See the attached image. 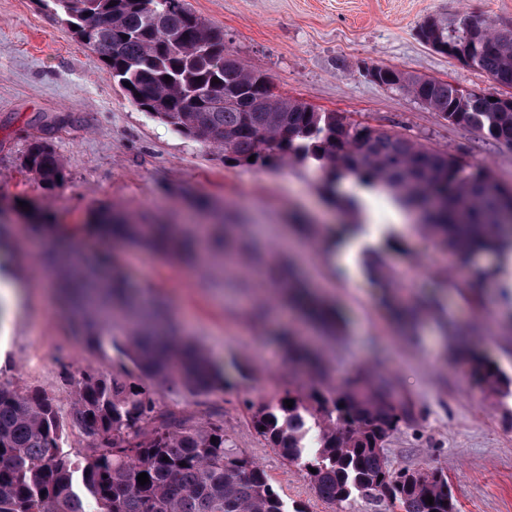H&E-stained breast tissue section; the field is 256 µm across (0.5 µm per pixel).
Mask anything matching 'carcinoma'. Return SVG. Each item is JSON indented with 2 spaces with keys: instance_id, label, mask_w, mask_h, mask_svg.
<instances>
[{
  "instance_id": "cac0c4a2",
  "label": "carcinoma",
  "mask_w": 512,
  "mask_h": 512,
  "mask_svg": "<svg viewBox=\"0 0 512 512\" xmlns=\"http://www.w3.org/2000/svg\"><path fill=\"white\" fill-rule=\"evenodd\" d=\"M69 12L84 45L104 49L107 73L140 109L182 135L224 150V159L261 169L288 160L314 161L330 193L351 177L383 187L438 246L483 281L495 270L477 264L494 255L512 258V188L457 156L420 147L396 134L356 124L337 112H318L276 95L266 75L249 70L224 46V34L187 7L185 0H53ZM421 39L441 53L466 46L464 63L512 90V35L498 34L484 18L468 17L451 29L429 19ZM377 82L395 84L442 118L468 125L512 146V103L498 93L465 91L442 80L376 66ZM171 77L167 82L164 77ZM219 83H213L214 79ZM255 157L249 161V157ZM25 167L46 186L64 180V166L47 141H34ZM83 228L167 258L194 255L196 240L171 224H136L107 208ZM104 262H69L62 285L88 348L107 343L138 372L95 370L75 380L72 417L89 438L71 454L62 447V425L52 398L0 386V512H286L264 471L228 450L224 424L191 425L157 411L152 383L208 393L222 382L220 368L193 340L181 336L164 310L139 303L142 294ZM278 287L300 302L308 289L292 270L275 272ZM309 317L334 327L335 309L306 303ZM288 365L307 370L313 382L256 408L257 433L304 471L316 494L343 502L361 495L402 512H456L448 479L438 469L401 470L387 465L380 442L412 418L391 385L367 370L362 386L331 389L320 357L295 336L281 335ZM471 376L487 389L503 384L497 367L473 352ZM293 401V407L285 401ZM316 472H310V469ZM145 472L149 482H137ZM434 497L431 505L427 496Z\"/></svg>"
}]
</instances>
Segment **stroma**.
Listing matches in <instances>:
<instances>
[{"label":"stroma","instance_id":"obj_1","mask_svg":"<svg viewBox=\"0 0 512 512\" xmlns=\"http://www.w3.org/2000/svg\"><path fill=\"white\" fill-rule=\"evenodd\" d=\"M275 94L321 112L401 135L423 147L462 157L512 187V146L472 127L441 118L411 94L370 79L382 65L448 81L463 89L495 90L491 77L425 45L420 26L436 18L459 26L469 16L512 25V0H187ZM64 164L65 179L47 187L22 166L36 139ZM364 186L344 181L325 188L317 163L290 161L261 170L225 160L211 146L188 139L143 112L43 0H0V244L11 246L25 288L21 310L0 324V385L52 397L63 424L62 446L76 453L86 438L71 424L74 381L82 370L118 369V353L90 351L73 334L61 301L50 299L40 258L49 245L35 234L30 212L67 228L91 223L113 206L134 220L206 226L221 233L223 219L239 221L230 250L232 269L210 260L204 273L144 248L78 232L75 248L113 261L147 300L162 302L180 331L225 366L223 387L193 395L158 384L159 411L195 424L223 421L231 448L265 471L287 512H384L361 497L320 498L299 466L272 448L252 424L254 406L300 383L274 340L279 324L309 330L270 299L266 272L289 262L301 281L318 289L342 317L333 331L318 329L335 386L352 383L362 368L388 378L409 401L412 418L386 441L392 470L438 468L448 478L457 512H512V294L497 280L481 282L480 305L456 288L468 273L414 230L392 197L376 193L370 212L357 211ZM373 219L376 241L352 258L342 275L328 230ZM379 262L397 293L420 306L412 328L394 318L368 272ZM463 331L500 371L491 391L470 379L453 357Z\"/></svg>","mask_w":512,"mask_h":512}]
</instances>
